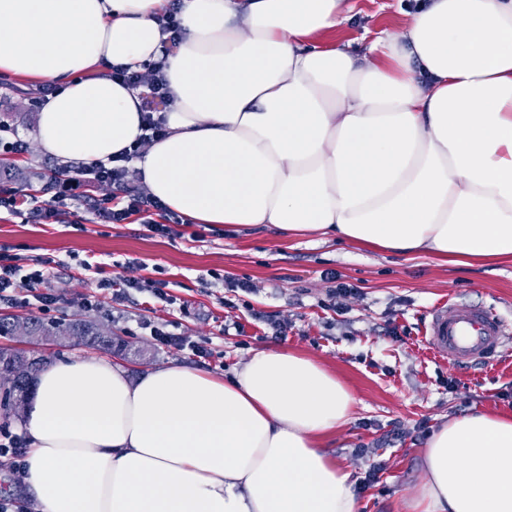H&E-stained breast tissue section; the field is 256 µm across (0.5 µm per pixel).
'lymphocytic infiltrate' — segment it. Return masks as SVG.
Returning a JSON list of instances; mask_svg holds the SVG:
<instances>
[{
	"label": "lymphocytic infiltrate",
	"instance_id": "obj_1",
	"mask_svg": "<svg viewBox=\"0 0 512 512\" xmlns=\"http://www.w3.org/2000/svg\"><path fill=\"white\" fill-rule=\"evenodd\" d=\"M94 182L110 185L111 195L89 198L88 187ZM0 206L28 224L62 222L75 216L82 206L88 207L100 224H121L135 215L147 231L160 237L172 235V226L178 221L144 186L131 184L127 166L102 163L83 166L72 176H53L37 196L0 194ZM53 265V258L41 257L29 272H22L18 254L12 247L0 246V301L24 308L32 306L44 314L50 312L58 302L48 286Z\"/></svg>",
	"mask_w": 512,
	"mask_h": 512
}]
</instances>
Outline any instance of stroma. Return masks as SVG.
Returning a JSON list of instances; mask_svg holds the SVG:
<instances>
[{
  "mask_svg": "<svg viewBox=\"0 0 512 512\" xmlns=\"http://www.w3.org/2000/svg\"><path fill=\"white\" fill-rule=\"evenodd\" d=\"M353 17L335 33L365 52L378 35L399 31L408 0H352ZM43 88L0 79V122L28 149L16 156L13 186L32 192L57 170L35 138ZM172 238L150 235L139 221L126 224H26L0 207V245L21 246V256L50 257L57 265L49 282L57 299L54 317H79L80 299L98 295L91 318L110 324L121 351L72 341L46 347L52 360L109 359L137 377L168 364L200 367L221 375L261 349L296 351L327 367L358 400L354 421L329 440V452L362 480L376 449L386 463L378 483L358 496L359 512H407L406 503L423 479L421 444L414 428L435 425L444 415L472 410H512V346L491 365L460 369L436 359L424 340V314L440 299L486 306L512 322V261L456 267L430 255H399L323 242L314 236L283 240L264 227L195 239L184 224ZM102 270H84V259ZM356 287L344 309L330 305L329 273ZM167 281L175 304L147 295L115 304L102 278ZM246 281L252 291L236 289ZM262 312L288 320L287 335L272 336L255 321ZM173 321L181 341L159 345L139 321ZM210 343L208 359L193 355Z\"/></svg>",
  "mask_w": 512,
  "mask_h": 512,
  "instance_id": "stroma-1",
  "label": "stroma"
}]
</instances>
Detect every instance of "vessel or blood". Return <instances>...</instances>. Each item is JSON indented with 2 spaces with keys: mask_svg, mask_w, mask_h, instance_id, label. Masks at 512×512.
Wrapping results in <instances>:
<instances>
[{
  "mask_svg": "<svg viewBox=\"0 0 512 512\" xmlns=\"http://www.w3.org/2000/svg\"><path fill=\"white\" fill-rule=\"evenodd\" d=\"M425 339L448 365H487L512 343V324L485 307L446 299L428 310Z\"/></svg>",
  "mask_w": 512,
  "mask_h": 512,
  "instance_id": "obj_1",
  "label": "vessel or blood"
}]
</instances>
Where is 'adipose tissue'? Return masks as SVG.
<instances>
[{
    "instance_id": "ef3b65f1",
    "label": "adipose tissue",
    "mask_w": 512,
    "mask_h": 512,
    "mask_svg": "<svg viewBox=\"0 0 512 512\" xmlns=\"http://www.w3.org/2000/svg\"><path fill=\"white\" fill-rule=\"evenodd\" d=\"M0 0V75L52 84L35 136L64 165L145 139L136 90L163 62L164 138L132 164L192 224L264 226L452 266L512 259V0H417L369 58L328 37L350 0ZM357 399L317 360L259 350L231 377L131 379L46 365L25 409V484L43 512H358L325 446ZM410 512H512V411L446 415ZM163 69V62H159L157 64L144 66L142 71L129 72L123 69L111 73L110 76L122 79L126 85L133 89L139 90L140 88H146L148 90L147 93H150L154 98H159L167 104L170 100V96Z\"/></svg>"
}]
</instances>
